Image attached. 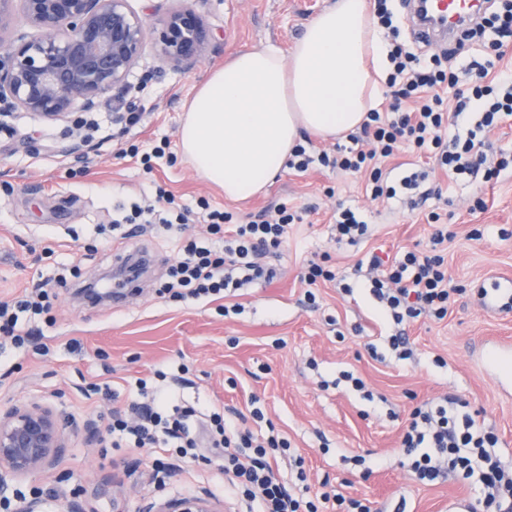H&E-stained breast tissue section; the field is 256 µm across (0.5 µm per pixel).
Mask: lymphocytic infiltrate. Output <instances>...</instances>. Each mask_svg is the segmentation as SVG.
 <instances>
[{
    "mask_svg": "<svg viewBox=\"0 0 512 512\" xmlns=\"http://www.w3.org/2000/svg\"><path fill=\"white\" fill-rule=\"evenodd\" d=\"M374 15L387 33V108L371 110L359 132L348 134L346 143L333 151L297 145L289 168L303 173L317 164L346 174L364 173L372 196L387 199L418 186L414 174L396 183L383 176L382 162L403 151L432 161L450 175L486 183L511 171L512 152L491 154L487 146L489 133L503 117L512 116V68L499 66L512 46L494 44L493 55L472 61L462 81L439 56L416 53L400 42L402 21L392 0H375ZM198 219L207 226V238H183L179 260L168 266L157 285L159 294L174 302L199 300L275 278L270 259L279 254L294 222L284 204L275 220L239 222L232 212L211 208L204 199L192 207L179 203L159 185L153 201L132 204L113 225L157 226L180 234ZM427 220L436 226L427 249L406 250L390 260L374 252L365 257L373 273L371 293L398 326L423 315L444 319L458 293L443 254L448 233L439 225L441 215L430 213ZM80 278L75 265L69 277L40 280L12 302L0 303V340L15 348L27 345L36 334L35 320L49 317L57 288ZM155 376L152 386L137 380V398L113 411L107 424L112 447L156 449L153 473H168L187 458L205 466L220 461L227 492L238 501L240 512H320L323 502L336 512H371L369 502L358 497L325 493L315 501L290 493L274 470L276 452L289 447L285 437L275 432L258 437L223 413L202 414L197 402L182 394L185 377L161 370ZM497 444L493 427L476 419L466 399L447 395L412 409L399 452L420 484L448 476L474 485L480 512H512V465L503 460Z\"/></svg>",
    "mask_w": 512,
    "mask_h": 512,
    "instance_id": "obj_1",
    "label": "lymphocytic infiltrate"
}]
</instances>
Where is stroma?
<instances>
[{
	"instance_id": "35a3bbf8",
	"label": "stroma",
	"mask_w": 512,
	"mask_h": 512,
	"mask_svg": "<svg viewBox=\"0 0 512 512\" xmlns=\"http://www.w3.org/2000/svg\"><path fill=\"white\" fill-rule=\"evenodd\" d=\"M334 0H199L214 34L210 56L189 70L162 66L145 53L129 78L125 98L143 119L105 146L87 145L81 155L63 153L69 125L16 110L0 117V301L11 299L42 278L80 264L84 276L113 269L117 249L112 219L117 207L149 195L153 182L166 185L179 202L206 199L241 217L274 214L280 204L301 219L288 233L274 264L272 282L255 283L234 294L200 303L160 299L152 283L177 255V243L153 229L125 246L152 255L138 289L125 301L91 306L74 302L62 289L53 325L41 341L49 348L0 349V408L28 399L51 402L70 419L105 428L111 401L85 399L83 388L110 386L128 396L129 382L152 377L168 363L188 367L187 397L206 409L249 415L260 408L264 421L253 431L275 427L291 449L278 454L277 477L291 488L307 484L310 494L337 492L368 499L378 512L404 504L406 512H443L453 498L475 500V492L454 480L422 485L401 464L400 435L411 409L445 395L466 399L498 435L504 460L512 461V396L504 394L478 361L481 342H512V310L496 314L480 304V291L499 276L512 277V173L483 183L453 181L440 170L425 182L431 190L417 207L373 200L365 179L329 170L285 171L266 191L245 202L225 199L184 158L161 161L145 174L130 145L148 150L161 138L178 143L184 106L211 69L232 56L268 45L290 52L306 25ZM483 199L485 210L474 208ZM358 207L370 236L357 245L340 243L331 216L338 203ZM447 212L444 252L454 286L463 290L447 317L422 318L406 329L414 355L399 360L386 338L394 325L369 294V282L354 276L369 251L393 256L425 247L435 230L429 212ZM482 229L473 239L472 229ZM92 243L94 255L83 247ZM55 251L42 258L43 248ZM328 260L339 279L316 288L308 302L303 281L310 261ZM360 377L365 391L342 381V372ZM126 448L88 447L80 433L69 437L64 458L48 472L14 480L12 492L40 488L50 512L69 499L67 476L80 478L83 491L116 480L126 488L122 512H143L147 504L207 495L235 512L225 498L218 470L184 463L164 487L149 484ZM373 464L363 475L356 457Z\"/></svg>"
}]
</instances>
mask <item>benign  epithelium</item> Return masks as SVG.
<instances>
[{
	"label": "benign epithelium",
	"mask_w": 512,
	"mask_h": 512,
	"mask_svg": "<svg viewBox=\"0 0 512 512\" xmlns=\"http://www.w3.org/2000/svg\"><path fill=\"white\" fill-rule=\"evenodd\" d=\"M20 3L34 36L5 40ZM161 15L134 11L129 0H0V112L20 109L51 122L95 112L128 79L146 49L175 69H191L213 47L197 0H174ZM78 427L40 400L0 409V482L52 469ZM11 512H46L38 495L16 500ZM147 512H221L208 496L150 505Z\"/></svg>",
	"instance_id": "benign-epithelium-1"
}]
</instances>
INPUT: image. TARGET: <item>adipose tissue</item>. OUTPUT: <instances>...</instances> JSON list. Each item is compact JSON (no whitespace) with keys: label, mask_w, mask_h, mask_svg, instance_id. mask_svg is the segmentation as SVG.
Wrapping results in <instances>:
<instances>
[{"label":"adipose tissue","mask_w":512,"mask_h":512,"mask_svg":"<svg viewBox=\"0 0 512 512\" xmlns=\"http://www.w3.org/2000/svg\"><path fill=\"white\" fill-rule=\"evenodd\" d=\"M385 63L369 0H335L290 54L268 46L214 68L187 106L180 151L226 199H251L285 171L303 133L360 127L380 95L370 69Z\"/></svg>","instance_id":"adipose-tissue-1"}]
</instances>
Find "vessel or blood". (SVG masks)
Instances as JSON below:
<instances>
[{"instance_id":"obj_1","label":"vessel or blood","mask_w":512,"mask_h":512,"mask_svg":"<svg viewBox=\"0 0 512 512\" xmlns=\"http://www.w3.org/2000/svg\"><path fill=\"white\" fill-rule=\"evenodd\" d=\"M484 0H424L414 7L410 27L414 36L425 43L458 42L485 10ZM481 303L490 311L512 306V278L495 281L482 294ZM480 361L497 381L501 390L512 395V343L488 340L482 345Z\"/></svg>"}]
</instances>
